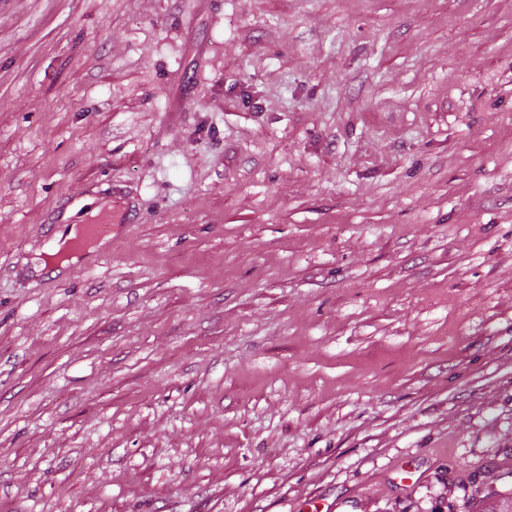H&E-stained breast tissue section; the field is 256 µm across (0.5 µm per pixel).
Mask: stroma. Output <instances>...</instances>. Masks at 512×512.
<instances>
[{
  "label": "stroma",
  "mask_w": 512,
  "mask_h": 512,
  "mask_svg": "<svg viewBox=\"0 0 512 512\" xmlns=\"http://www.w3.org/2000/svg\"><path fill=\"white\" fill-rule=\"evenodd\" d=\"M509 494L512 0H0V512ZM112 223V211H103L96 221L84 226L82 235L71 244L74 251L83 247V241L100 238L105 233V226L102 224Z\"/></svg>",
  "instance_id": "35a3bbf8"
}]
</instances>
